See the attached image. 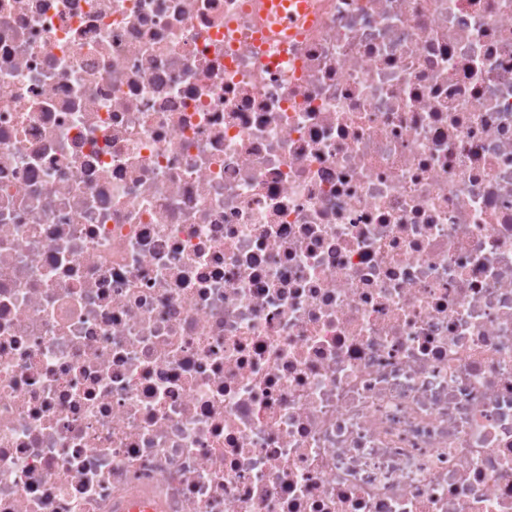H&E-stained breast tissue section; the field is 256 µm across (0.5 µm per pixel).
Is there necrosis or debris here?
Masks as SVG:
<instances>
[{
  "instance_id": "obj_1",
  "label": "necrosis or debris",
  "mask_w": 512,
  "mask_h": 512,
  "mask_svg": "<svg viewBox=\"0 0 512 512\" xmlns=\"http://www.w3.org/2000/svg\"><path fill=\"white\" fill-rule=\"evenodd\" d=\"M0 0V512H512V0ZM273 6L275 8L274 12L269 15L272 32L277 36H279L280 32H285L286 35L290 36L300 19L297 18L294 11H285L278 2H274Z\"/></svg>"
}]
</instances>
